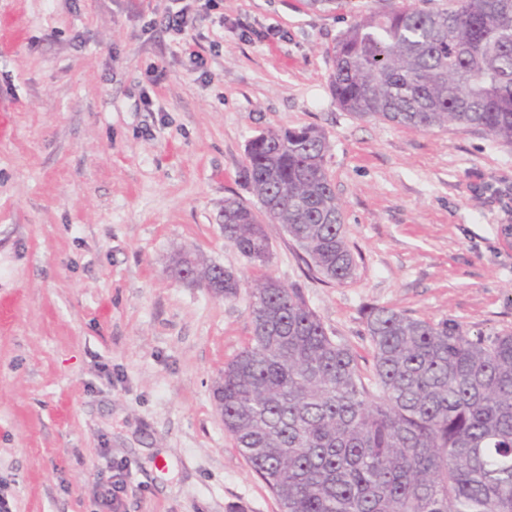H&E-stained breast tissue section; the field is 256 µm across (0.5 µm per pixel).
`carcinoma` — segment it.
Masks as SVG:
<instances>
[{"label": "carcinoma", "mask_w": 512, "mask_h": 512, "mask_svg": "<svg viewBox=\"0 0 512 512\" xmlns=\"http://www.w3.org/2000/svg\"><path fill=\"white\" fill-rule=\"evenodd\" d=\"M411 3L373 12L340 36L331 83L361 119L421 131L477 127L512 145V0ZM316 126L263 132L244 174L259 208L224 200V239L253 267L280 225L323 281L356 270ZM208 279L232 299L231 270L181 257L175 276ZM250 343L214 397L224 429L282 512H512V333L469 336L376 307L372 366L329 336L301 290L266 275L251 292Z\"/></svg>", "instance_id": "obj_1"}]
</instances>
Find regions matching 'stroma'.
<instances>
[{
    "label": "stroma",
    "mask_w": 512,
    "mask_h": 512,
    "mask_svg": "<svg viewBox=\"0 0 512 512\" xmlns=\"http://www.w3.org/2000/svg\"><path fill=\"white\" fill-rule=\"evenodd\" d=\"M403 0H0L27 32L0 53V494L11 512H100L93 467L129 470L117 512H280L213 397L249 343L227 300L172 273L184 254L259 276L224 200L263 131L316 126L357 268L309 273L269 229L268 272L372 364L369 308L512 333V146L337 104L332 51ZM185 11L183 35L167 15Z\"/></svg>",
    "instance_id": "1"
}]
</instances>
